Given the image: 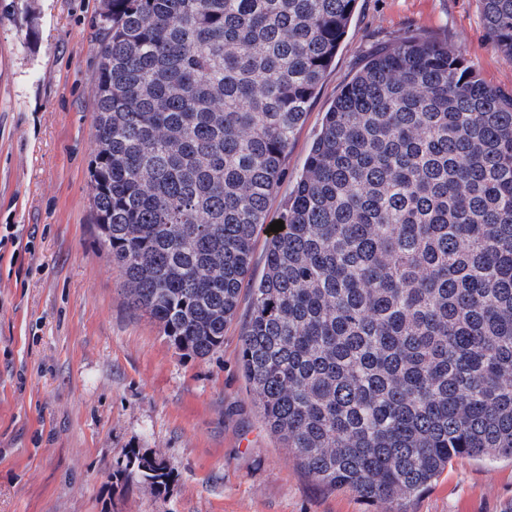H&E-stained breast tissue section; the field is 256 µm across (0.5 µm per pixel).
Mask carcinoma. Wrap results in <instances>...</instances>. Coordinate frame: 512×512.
<instances>
[{"label":"carcinoma","instance_id":"1","mask_svg":"<svg viewBox=\"0 0 512 512\" xmlns=\"http://www.w3.org/2000/svg\"><path fill=\"white\" fill-rule=\"evenodd\" d=\"M512 57V0H480ZM356 0H110L90 186L127 303L224 345L270 432L329 489L399 512L457 457L512 459V93L460 46L368 55L258 231ZM125 480L167 488L162 459Z\"/></svg>","mask_w":512,"mask_h":512}]
</instances>
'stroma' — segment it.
I'll use <instances>...</instances> for the list:
<instances>
[{"label":"stroma","instance_id":"stroma-1","mask_svg":"<svg viewBox=\"0 0 512 512\" xmlns=\"http://www.w3.org/2000/svg\"><path fill=\"white\" fill-rule=\"evenodd\" d=\"M107 0H0V225L32 249L0 263V512H380L312 481L266 428L243 376L241 293L224 346L177 351L133 310L97 241L89 191ZM419 32L463 46L512 91L479 0H357L286 160L277 218L324 112L374 49ZM158 454L166 491L120 478ZM403 512H512V459L453 460Z\"/></svg>","mask_w":512,"mask_h":512}]
</instances>
